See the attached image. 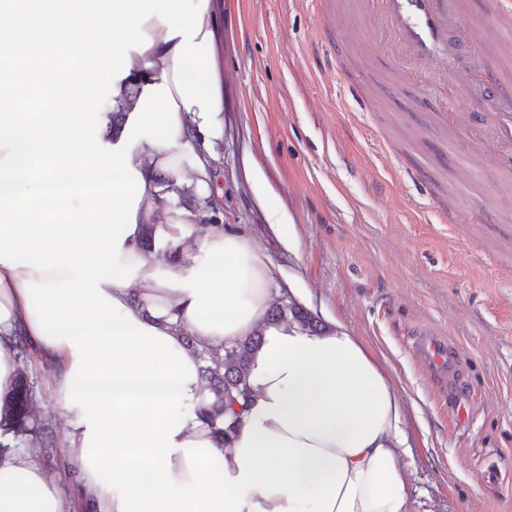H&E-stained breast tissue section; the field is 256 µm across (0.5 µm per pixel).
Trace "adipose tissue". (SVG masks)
I'll use <instances>...</instances> for the list:
<instances>
[{"mask_svg": "<svg viewBox=\"0 0 512 512\" xmlns=\"http://www.w3.org/2000/svg\"><path fill=\"white\" fill-rule=\"evenodd\" d=\"M223 17L224 0H0V392L25 338L97 512H409L389 374L339 323L268 321V258L208 221ZM243 175L282 229L253 160ZM256 333L223 442L197 414L199 351ZM70 510L33 452L0 458V512Z\"/></svg>", "mask_w": 512, "mask_h": 512, "instance_id": "obj_1", "label": "adipose tissue"}]
</instances>
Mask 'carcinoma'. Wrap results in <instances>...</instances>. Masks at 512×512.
Returning a JSON list of instances; mask_svg holds the SVG:
<instances>
[{
    "mask_svg": "<svg viewBox=\"0 0 512 512\" xmlns=\"http://www.w3.org/2000/svg\"><path fill=\"white\" fill-rule=\"evenodd\" d=\"M268 318L272 321L290 319L309 330H318L316 318L292 300L272 306ZM261 341V336L254 335L224 347L222 356L210 350L201 355V360L205 361V364L200 366V375L214 399L202 405L198 409V415L211 425L214 433L221 438L234 431L236 423L234 419L224 420V412L242 406V402L250 395L247 368ZM18 359L20 366L13 385L0 397V430L12 435L17 446L32 449L49 448L54 442L53 427L48 420L38 422L34 419L36 382L28 371L33 356L22 338L18 341ZM65 468L78 493L80 512H95L94 499L85 491L78 470L69 462Z\"/></svg>",
    "mask_w": 512,
    "mask_h": 512,
    "instance_id": "cac0c4a2",
    "label": "carcinoma"
}]
</instances>
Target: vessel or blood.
I'll return each mask as SVG.
<instances>
[{
    "instance_id": "1",
    "label": "vessel or blood",
    "mask_w": 512,
    "mask_h": 512,
    "mask_svg": "<svg viewBox=\"0 0 512 512\" xmlns=\"http://www.w3.org/2000/svg\"><path fill=\"white\" fill-rule=\"evenodd\" d=\"M364 15L384 30L397 52L411 67L402 76L412 85H419L418 66L447 68L454 59V48L463 44L473 48L483 44L481 31L474 24L460 23L463 0H361ZM488 25L499 37H512V0H488ZM477 82L497 89L512 85V74L499 64L476 76ZM487 99L474 98L466 116L450 108L447 101L435 104L436 122L443 128L459 126L468 119L473 128L485 129L487 151L497 169H512V111L488 113ZM417 354L437 379H447L455 369L457 355L444 340L433 336L420 337Z\"/></svg>"
}]
</instances>
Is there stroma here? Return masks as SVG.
Returning a JSON list of instances; mask_svg holds the SVG:
<instances>
[{
  "mask_svg": "<svg viewBox=\"0 0 512 512\" xmlns=\"http://www.w3.org/2000/svg\"><path fill=\"white\" fill-rule=\"evenodd\" d=\"M352 34L337 48L310 0H230L224 13V159L208 204L273 264L275 300L337 321L383 363L406 413L409 512H512V177L473 163L425 99L476 90L422 69L427 94L394 74L353 0H326ZM352 83L339 82L337 67ZM255 155L295 235L285 248L241 176ZM447 165H438L440 157ZM432 163L433 182L417 169ZM461 220L439 223L437 189ZM445 338L461 384L439 394L412 345ZM35 412L56 440L38 462L64 497L65 412L38 373Z\"/></svg>",
  "mask_w": 512,
  "mask_h": 512,
  "instance_id": "35a3bbf8",
  "label": "stroma"
}]
</instances>
